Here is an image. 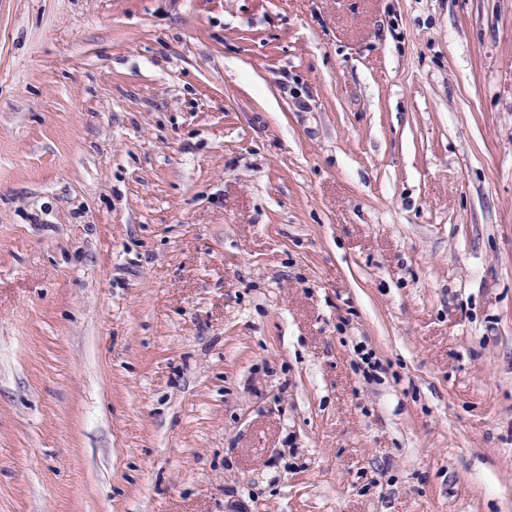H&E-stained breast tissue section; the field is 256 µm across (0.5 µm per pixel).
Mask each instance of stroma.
Here are the masks:
<instances>
[{"mask_svg": "<svg viewBox=\"0 0 512 512\" xmlns=\"http://www.w3.org/2000/svg\"><path fill=\"white\" fill-rule=\"evenodd\" d=\"M0 512H512V0H0Z\"/></svg>", "mask_w": 512, "mask_h": 512, "instance_id": "35a3bbf8", "label": "stroma"}]
</instances>
